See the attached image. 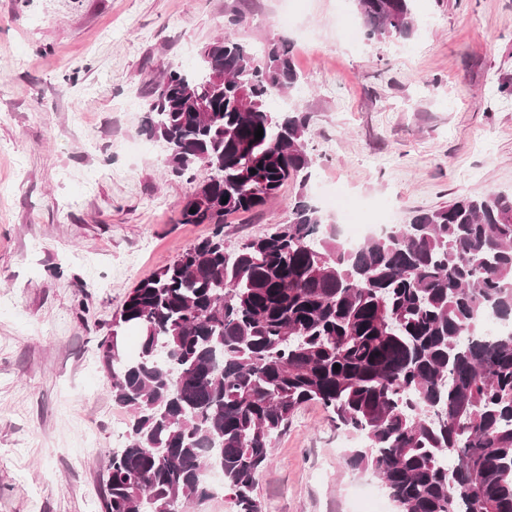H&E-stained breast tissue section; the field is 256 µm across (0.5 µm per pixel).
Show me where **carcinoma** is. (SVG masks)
I'll return each instance as SVG.
<instances>
[{
    "instance_id": "cac0c4a2",
    "label": "carcinoma",
    "mask_w": 512,
    "mask_h": 512,
    "mask_svg": "<svg viewBox=\"0 0 512 512\" xmlns=\"http://www.w3.org/2000/svg\"><path fill=\"white\" fill-rule=\"evenodd\" d=\"M355 2L370 38L417 29L414 0ZM244 22L228 19L191 70L169 64L147 91L145 132L195 183L178 223L213 230L126 294L100 345L112 401L131 415L104 512L210 498L215 442L238 512H262L257 476L312 401L363 436L349 464L375 473L399 512H512V334L473 330L489 310L512 319V194L460 196L354 250L301 195L291 222L227 249V216L313 166L308 113L269 109L299 83L290 45L258 55L235 35Z\"/></svg>"
}]
</instances>
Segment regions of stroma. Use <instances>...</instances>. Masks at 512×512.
Segmentation results:
<instances>
[{
  "label": "stroma",
  "instance_id": "obj_1",
  "mask_svg": "<svg viewBox=\"0 0 512 512\" xmlns=\"http://www.w3.org/2000/svg\"><path fill=\"white\" fill-rule=\"evenodd\" d=\"M408 40L350 41L354 0H0V512H101L130 415L98 348L128 290L209 235L177 218L194 186L142 119L149 82L192 68L233 12L292 46L310 116L307 183L233 215V246L287 223L324 180L395 224L512 193V0H415ZM357 433L303 405L257 477L264 512H367Z\"/></svg>",
  "mask_w": 512,
  "mask_h": 512
}]
</instances>
